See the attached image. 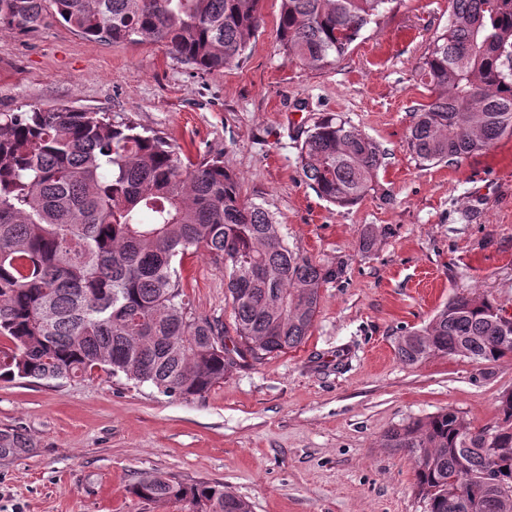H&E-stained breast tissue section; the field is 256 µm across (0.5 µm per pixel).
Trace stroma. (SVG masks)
I'll list each match as a JSON object with an SVG mask.
<instances>
[{"mask_svg":"<svg viewBox=\"0 0 512 512\" xmlns=\"http://www.w3.org/2000/svg\"><path fill=\"white\" fill-rule=\"evenodd\" d=\"M239 63L204 72L158 43L89 40L53 22L0 31V112L64 103L113 123L159 131L192 159L222 155L243 199L268 208L290 248L344 273L321 289L298 348L232 370L190 399L100 371L91 378L0 380V429L34 447L0 461V512H184L129 488L147 473L224 483L253 512H424L413 465L385 432L443 409L492 423L512 389V362L433 356L400 362V336L450 298L487 295L512 314V137L459 163L426 166L406 140L428 91L415 71L448 0H403L362 30L344 59L312 69L279 50L280 0ZM340 115L385 155L375 192L350 208L305 182L298 133ZM386 225L362 252L365 225ZM184 290L197 313L232 326L224 273L187 256Z\"/></svg>","mask_w":512,"mask_h":512,"instance_id":"stroma-1","label":"stroma"}]
</instances>
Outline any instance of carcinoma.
Returning a JSON list of instances; mask_svg holds the SVG:
<instances>
[{"instance_id": "carcinoma-1", "label": "carcinoma", "mask_w": 512, "mask_h": 512, "mask_svg": "<svg viewBox=\"0 0 512 512\" xmlns=\"http://www.w3.org/2000/svg\"><path fill=\"white\" fill-rule=\"evenodd\" d=\"M261 0H0V28L25 35L52 20L112 43L160 42L205 72L237 63L262 18ZM396 0H280L277 40L288 62L338 63ZM449 22L417 62L430 100L415 110L407 150L423 165L458 162L512 136V0H448ZM300 170L325 201L350 207L374 190L383 153L334 113L302 131ZM389 228L368 224V253ZM203 251L224 271L236 337L198 314L174 263ZM343 266L291 249L273 214L241 199L219 156L196 162L167 137L58 105L0 113V379L89 378L104 370L169 397H196L231 369L297 348L324 284ZM512 358V319L487 296L448 300L397 343L404 364L431 355ZM385 447L412 460L427 512H512L482 496L494 474L512 490V390L474 428L445 409L389 429ZM30 439L0 429V460ZM139 499L187 512H252L222 483L146 474Z\"/></svg>"}]
</instances>
